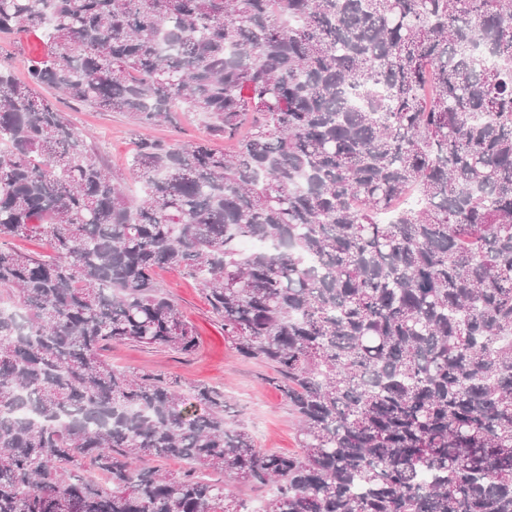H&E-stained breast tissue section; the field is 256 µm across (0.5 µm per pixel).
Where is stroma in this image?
<instances>
[{"label":"stroma","mask_w":512,"mask_h":512,"mask_svg":"<svg viewBox=\"0 0 512 512\" xmlns=\"http://www.w3.org/2000/svg\"><path fill=\"white\" fill-rule=\"evenodd\" d=\"M67 113L78 130L89 133L110 167L125 168L137 143L143 139L187 143L203 137L198 115L182 113L178 126H136L119 112H101L71 106ZM156 279L194 324L199 346L184 356L172 351L147 349L134 343L113 346V364L134 371L154 370L177 379L180 385L223 388L224 396L252 434L257 448L269 453L298 449L295 419L266 365L241 359L224 340V329L209 311L199 284L175 270L158 271Z\"/></svg>","instance_id":"35a3bbf8"}]
</instances>
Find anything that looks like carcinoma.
Wrapping results in <instances>:
<instances>
[{"label":"carcinoma","mask_w":512,"mask_h":512,"mask_svg":"<svg viewBox=\"0 0 512 512\" xmlns=\"http://www.w3.org/2000/svg\"><path fill=\"white\" fill-rule=\"evenodd\" d=\"M29 34L25 79L0 69V512H249L262 487L263 512H512V70L485 63L512 0H0ZM43 87L209 138L112 170ZM163 268L277 371L300 452L106 358L197 349Z\"/></svg>","instance_id":"1"}]
</instances>
